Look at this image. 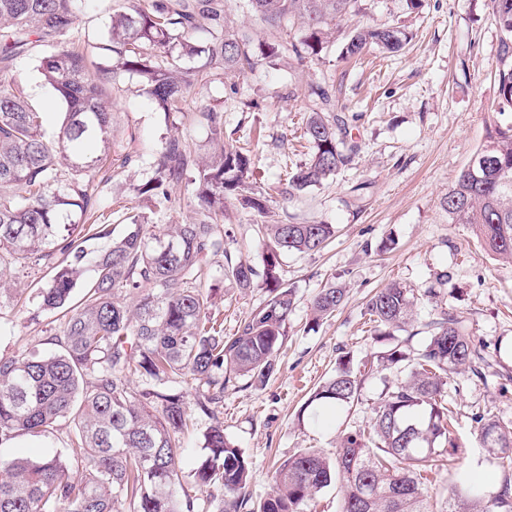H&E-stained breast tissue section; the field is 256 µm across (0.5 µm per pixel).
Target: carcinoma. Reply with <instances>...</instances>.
<instances>
[{
    "mask_svg": "<svg viewBox=\"0 0 512 512\" xmlns=\"http://www.w3.org/2000/svg\"><path fill=\"white\" fill-rule=\"evenodd\" d=\"M83 2L0 0V276L8 264L61 254L50 284L40 289V308L64 317L51 337L54 351L0 359V446L21 435L45 437L62 422L73 428L65 455L33 461L0 455V512H193L178 467L188 406L173 387L188 377L205 387L196 411L214 420L193 472L214 512H303L335 478L343 489L339 512H512L509 476L490 499L461 476L440 507L429 501L428 475L442 455L435 443H452L448 379L481 359L450 311L425 324L415 363L399 345L378 356L376 368H394L404 378L386 386L369 428L345 434L332 457L302 449L286 458L270 493L253 499L247 457L225 435L215 408L238 378L262 385L276 372L295 309L294 290L280 276L281 258L321 251L335 229L261 225L260 272L228 251L224 200L234 197L261 213L267 197L253 191L249 151L224 145V113L206 106L199 118L210 131L207 160L198 163L189 143L172 139L154 159L153 177L138 189L163 204L170 187L186 180L203 218L159 227L135 221L109 250L88 259L85 243L109 236L108 218L94 208L95 177L104 160L121 169L131 155L112 139L115 113L105 83L91 77L87 54L64 41ZM227 2L147 0L117 12L102 44L115 60L112 73L140 76L141 91L165 115L180 114L188 89L204 75L184 60L203 54L207 69L226 76L251 71L283 48L302 62L322 51L331 22L361 12V0H237L264 27L265 38L257 41L224 24ZM490 3L501 31L497 108L512 112V0ZM199 31L209 34L207 43L192 41ZM407 40L398 25L362 23L348 32L341 55L360 57L372 48L398 53ZM35 44L50 48L42 75L66 105L55 136L44 132L41 113L23 89L5 78ZM308 99L303 136L313 152L287 183L273 187L284 198L336 175L358 152L349 140L356 116L331 111L329 90L319 84L309 86ZM90 141L102 143L103 154L86 155ZM441 205L450 223L474 226L489 252L512 262V125L488 130ZM218 254L238 288L260 282L268 291L230 336L212 321L202 284L209 259ZM124 290L139 295L135 306L122 297ZM344 300L345 289L334 283L320 289L311 303L314 317L332 316ZM414 301L412 289L391 284L370 296L366 314L377 334L389 336L409 325ZM135 374L146 387L131 386ZM361 381L346 354L310 403L349 405ZM472 421L485 451L512 472V428L487 411L474 413Z\"/></svg>",
    "mask_w": 512,
    "mask_h": 512,
    "instance_id": "cac0c4a2",
    "label": "carcinoma"
}]
</instances>
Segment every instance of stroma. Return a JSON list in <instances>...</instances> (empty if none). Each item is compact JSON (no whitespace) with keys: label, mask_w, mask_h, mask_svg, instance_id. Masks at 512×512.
Here are the masks:
<instances>
[{"label":"stroma","mask_w":512,"mask_h":512,"mask_svg":"<svg viewBox=\"0 0 512 512\" xmlns=\"http://www.w3.org/2000/svg\"><path fill=\"white\" fill-rule=\"evenodd\" d=\"M135 0H86L68 42L92 50L112 87L114 135L130 144L135 157L105 183H95L97 208L111 215L110 237L88 241L101 253L121 235L131 216L151 224L198 219L197 200L187 185L171 190V200L157 205L138 188L152 175L157 152L172 139L192 144L198 156L210 150V132L193 114L210 105L224 112V131L253 152L259 186L283 181L308 161L311 149L302 137L305 93L312 84L329 86L334 111L356 114L352 138L359 147L354 161L336 176L300 196L274 199L265 214L224 202V227L232 235L231 251L262 267L264 243L260 224L288 221L331 224L333 241L319 253L287 254L281 276L296 292V307L280 354L279 370L261 386L227 391L216 419L195 416L182 437V484L199 497L192 471L203 456V435L213 421L224 424L227 437L250 462V490L263 497L272 486L278 459L310 448L331 454L343 434L367 427L385 387L399 379L396 370L366 375L359 401L323 415L308 405L311 393L335 375L339 359L351 355L355 366L375 362L393 343L415 354L423 338L418 331L441 311L453 312L470 333L482 361L480 375L465 370L448 380V401L456 425L457 447L428 486L432 499L445 496L457 471L487 472L483 494L496 492L504 476L481 447L472 414L490 410L512 426V262L495 259L480 246L468 224H453L441 200L472 152L483 143L490 123L512 124V113L498 114L494 72L501 33L489 0H421L409 9L406 0H362L368 22L405 27L413 39L398 55L369 53L360 62L342 59L341 45L350 22H342L320 56L297 61L292 53L263 60L254 70L230 79L208 75L188 96L187 117L165 118L140 90L139 77L111 73L112 62L101 50L116 11ZM43 48L18 58L9 76L43 112L47 133H56L64 102L40 72ZM224 258L215 256L207 281L213 285V311L232 334L238 321L263 303V288H237L224 276ZM449 273L446 284L439 274ZM51 276L48 264L15 265L6 281L23 294L0 293V359L44 349L59 323L41 311L38 287ZM346 289L345 302L333 316L311 319L310 302L326 283ZM413 289L415 319L410 331L377 337L365 315L370 295L390 283ZM434 296H427V289Z\"/></svg>","instance_id":"35a3bbf8"}]
</instances>
